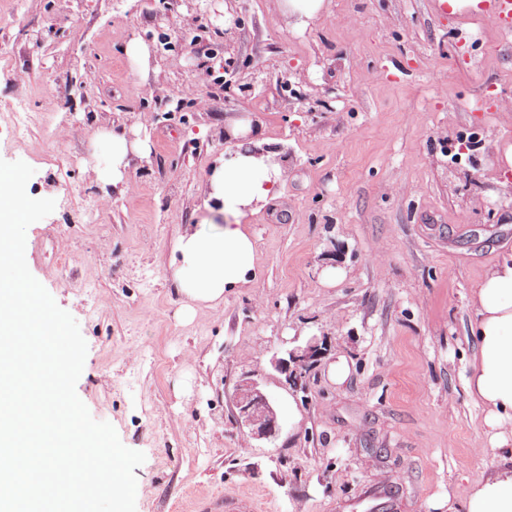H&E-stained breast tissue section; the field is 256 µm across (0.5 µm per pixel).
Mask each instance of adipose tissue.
Listing matches in <instances>:
<instances>
[{
	"label": "adipose tissue",
	"mask_w": 512,
	"mask_h": 512,
	"mask_svg": "<svg viewBox=\"0 0 512 512\" xmlns=\"http://www.w3.org/2000/svg\"><path fill=\"white\" fill-rule=\"evenodd\" d=\"M226 133L235 148L215 161L205 184L206 219L219 226L206 231L186 225L171 252L172 280L187 315L218 308L225 296L255 283L249 218L277 197L288 179L282 150L255 116L232 119ZM106 137L112 144V188L129 194L135 187L127 175L131 158L143 155L146 144L124 130ZM472 304L475 352L465 387L481 406L484 433L503 462L464 488L462 506L465 512H512V255L488 270Z\"/></svg>",
	"instance_id": "ef3b65f1"
}]
</instances>
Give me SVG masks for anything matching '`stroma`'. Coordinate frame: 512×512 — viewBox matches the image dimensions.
I'll return each mask as SVG.
<instances>
[{
  "instance_id": "obj_1",
  "label": "stroma",
  "mask_w": 512,
  "mask_h": 512,
  "mask_svg": "<svg viewBox=\"0 0 512 512\" xmlns=\"http://www.w3.org/2000/svg\"><path fill=\"white\" fill-rule=\"evenodd\" d=\"M135 42L148 66L126 54ZM229 56L250 90L218 84ZM474 97L492 108L467 111ZM19 104L37 120L21 135L0 123V159L26 162L28 195L56 201L27 230L26 263L87 342L78 397L146 456L136 512H208L228 494L260 512H448L500 464L475 450L465 388L472 295L512 254V43L483 10L331 0L297 30L275 0H0V114ZM143 112L149 152L120 196L89 173L109 166L102 132ZM244 113L288 180L250 220L255 284L185 317L170 246L200 223L224 126ZM328 266L345 272L333 288ZM307 334L328 351L303 395L269 359ZM247 373L274 438L236 420Z\"/></svg>"
}]
</instances>
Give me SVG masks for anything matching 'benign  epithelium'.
Instances as JSON below:
<instances>
[{
    "label": "benign epithelium",
    "instance_id": "7a95c632",
    "mask_svg": "<svg viewBox=\"0 0 512 512\" xmlns=\"http://www.w3.org/2000/svg\"><path fill=\"white\" fill-rule=\"evenodd\" d=\"M326 353L325 342L312 337L271 359L272 367L285 375L287 383L297 392L307 389V369ZM233 404L236 417L255 439H270L279 431L277 414L259 380L247 375L235 387Z\"/></svg>",
    "mask_w": 512,
    "mask_h": 512
}]
</instances>
